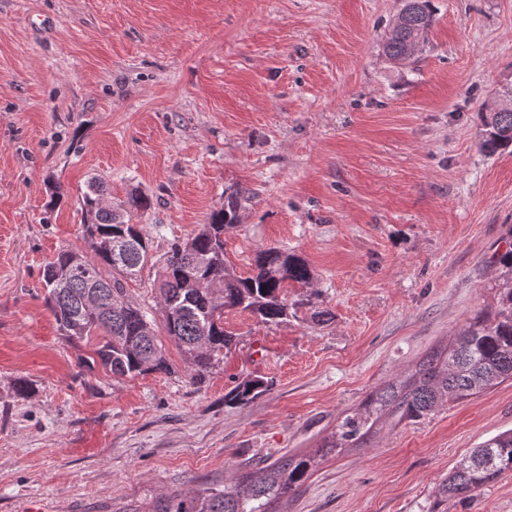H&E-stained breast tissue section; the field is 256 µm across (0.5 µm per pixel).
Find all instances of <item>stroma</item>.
I'll return each mask as SVG.
<instances>
[{
	"instance_id": "stroma-1",
	"label": "stroma",
	"mask_w": 512,
	"mask_h": 512,
	"mask_svg": "<svg viewBox=\"0 0 512 512\" xmlns=\"http://www.w3.org/2000/svg\"><path fill=\"white\" fill-rule=\"evenodd\" d=\"M413 62L382 53L403 0H0V512H148L239 465L312 455L375 389L451 346L494 301L512 153L478 112L512 85V0H432ZM103 182L154 255L245 190L224 235L245 276L278 247L310 267L296 316L225 310L238 336L194 381L116 378L61 335L44 265L85 253ZM127 210V209H126ZM258 376L244 406L224 395ZM27 391H20V383ZM512 429V381L429 417H383L277 512H512V475L439 500L441 478Z\"/></svg>"
}]
</instances>
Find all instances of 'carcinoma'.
<instances>
[{
  "mask_svg": "<svg viewBox=\"0 0 512 512\" xmlns=\"http://www.w3.org/2000/svg\"><path fill=\"white\" fill-rule=\"evenodd\" d=\"M399 18L383 53L403 64L412 58L413 39H426L435 17L430 0H404ZM480 122L486 153L512 150V111L486 110ZM105 194L103 185L93 181L82 195L84 236L91 254L58 251L44 266L43 282L45 302L62 335L75 344L98 338L95 354L112 375L170 372L161 330L183 353L192 378L201 381L235 345L234 333L224 329V310L238 309L270 325L295 317L288 303L289 282L306 286L313 279L302 258L275 247L262 249L246 277L224 264V233L237 223V200L228 201L193 237L171 243L157 258L139 225L113 211ZM148 264L155 268L162 313L158 328L124 295L122 279L138 276ZM495 265L496 305L491 311L474 317L452 349L433 352L406 381L373 393L362 409L345 416L321 445L322 456L341 454L386 413L401 421H419L447 401L478 396L512 380L511 241L496 255ZM266 390L263 379L245 378L224 395V403L245 406ZM316 464V457L308 455H287L262 467L248 462L224 487L164 492L149 512H270L273 503L308 480ZM507 472L512 473V429L484 441L456 464L438 493L468 497Z\"/></svg>",
  "mask_w": 512,
  "mask_h": 512,
  "instance_id": "cac0c4a2",
  "label": "carcinoma"
}]
</instances>
